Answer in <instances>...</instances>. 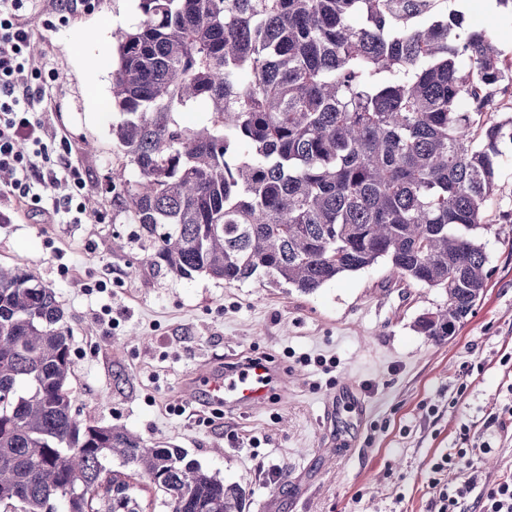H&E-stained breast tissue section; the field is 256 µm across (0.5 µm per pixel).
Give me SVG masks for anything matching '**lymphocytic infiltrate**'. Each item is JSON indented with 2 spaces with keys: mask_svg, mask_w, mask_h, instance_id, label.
Instances as JSON below:
<instances>
[{
  "mask_svg": "<svg viewBox=\"0 0 512 512\" xmlns=\"http://www.w3.org/2000/svg\"><path fill=\"white\" fill-rule=\"evenodd\" d=\"M23 7L24 0H0V170L13 175L6 197L39 205L41 197L32 191L33 185L38 184L57 190V203L82 215L86 208L75 204L73 193L59 191L65 181L73 183L75 190L84 189L80 172L69 170L61 179L46 168L50 160L44 142L46 131L36 116L44 95L26 67L25 50L31 33L20 18ZM22 140L30 146L28 153L17 149Z\"/></svg>",
  "mask_w": 512,
  "mask_h": 512,
  "instance_id": "f902f5d3",
  "label": "lymphocytic infiltrate"
}]
</instances>
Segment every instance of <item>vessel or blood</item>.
I'll return each instance as SVG.
<instances>
[{"mask_svg": "<svg viewBox=\"0 0 512 512\" xmlns=\"http://www.w3.org/2000/svg\"><path fill=\"white\" fill-rule=\"evenodd\" d=\"M288 380L264 356L249 357L235 367L225 369L223 376L212 378L209 396L223 403L226 411L250 410L262 406L272 391L287 388ZM336 407L346 410V419L337 421L336 435L345 438L364 411V403L356 388L348 387L336 397Z\"/></svg>", "mask_w": 512, "mask_h": 512, "instance_id": "obj_1", "label": "vessel or blood"}]
</instances>
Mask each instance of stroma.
Here are the masks:
<instances>
[{"mask_svg":"<svg viewBox=\"0 0 512 512\" xmlns=\"http://www.w3.org/2000/svg\"><path fill=\"white\" fill-rule=\"evenodd\" d=\"M512 52V9L495 0H448ZM24 22L39 51L31 68L45 92V143L57 174L79 169L86 214L47 219L0 207V264L21 263L52 288L72 332L73 408L80 419L164 441L246 492L245 512H435L431 469L455 486L512 477V156L499 166L476 239L488 258L484 294L459 331L436 343L419 317L441 289L405 281L381 261L304 293L265 276L232 285L205 275L162 276L146 265L140 225L113 201L109 178L127 166L112 136V58L118 32L142 16L140 0H90L61 14L27 0ZM92 31L95 41L79 42ZM265 354L288 390L244 414L185 396L226 361ZM335 359L325 369L315 357ZM366 409L337 449L324 408L346 383ZM489 442L472 454L476 438Z\"/></svg>","mask_w":512,"mask_h":512,"instance_id":"35a3bbf8","label":"stroma"}]
</instances>
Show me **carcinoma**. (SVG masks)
Instances as JSON below:
<instances>
[{"label": "carcinoma", "mask_w": 512, "mask_h": 512, "mask_svg": "<svg viewBox=\"0 0 512 512\" xmlns=\"http://www.w3.org/2000/svg\"><path fill=\"white\" fill-rule=\"evenodd\" d=\"M447 0H141L116 35L112 134L133 176L119 201L177 278L262 270L310 293L385 260L444 306L416 322L442 342L486 288L474 231L512 152V55ZM202 108L191 127L179 112ZM72 334L52 289L0 264V507L244 512L245 491L166 443L72 412Z\"/></svg>", "instance_id": "carcinoma-1"}]
</instances>
